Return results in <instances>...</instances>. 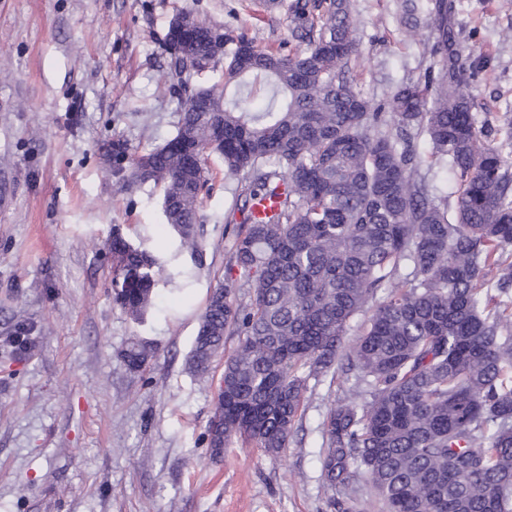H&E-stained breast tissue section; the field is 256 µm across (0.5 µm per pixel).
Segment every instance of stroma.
<instances>
[{"label": "stroma", "mask_w": 512, "mask_h": 512, "mask_svg": "<svg viewBox=\"0 0 512 512\" xmlns=\"http://www.w3.org/2000/svg\"><path fill=\"white\" fill-rule=\"evenodd\" d=\"M454 3L458 40L496 73L470 86L477 124L512 158V0ZM349 4L350 77L375 103L432 63L430 31L401 22L398 0ZM182 12L261 48L289 38L286 12L257 0H0V512H335L320 425L326 396L353 383L344 373L309 381L280 454L235 441L209 457L223 368L200 378L188 360L239 231L224 220L237 179L209 157L194 258L162 220L160 189L112 176L114 140L134 156L176 132L161 74ZM116 230L167 274L193 272L179 290L159 283L140 321L112 300ZM134 337L151 348L139 371L123 358Z\"/></svg>", "instance_id": "obj_1"}]
</instances>
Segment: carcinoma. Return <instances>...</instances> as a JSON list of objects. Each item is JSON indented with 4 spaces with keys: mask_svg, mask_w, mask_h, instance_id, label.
Here are the masks:
<instances>
[{
    "mask_svg": "<svg viewBox=\"0 0 512 512\" xmlns=\"http://www.w3.org/2000/svg\"><path fill=\"white\" fill-rule=\"evenodd\" d=\"M258 4L287 8L293 52L244 37L227 51L215 27L195 29L164 72L183 97L176 134L134 157L112 143V176L161 188L166 224L192 254L202 253L201 154L244 182L235 250L190 356L201 377L224 356L210 456L234 439L279 454L307 380L338 367L355 383L328 399L320 464L327 491L350 493L343 512H512V162L477 125L469 86L482 65L455 39L453 5L428 7L434 65L373 110L349 78L358 41L347 0ZM222 58L226 92L190 86ZM249 79L268 86L266 105L240 95ZM437 164L456 182L452 206L421 173ZM108 247L113 301L139 321L158 261L118 232ZM240 286L253 291L246 305ZM124 358L139 370L148 351L134 339ZM363 483L374 495L355 496Z\"/></svg>",
    "mask_w": 512,
    "mask_h": 512,
    "instance_id": "obj_1",
    "label": "carcinoma"
}]
</instances>
